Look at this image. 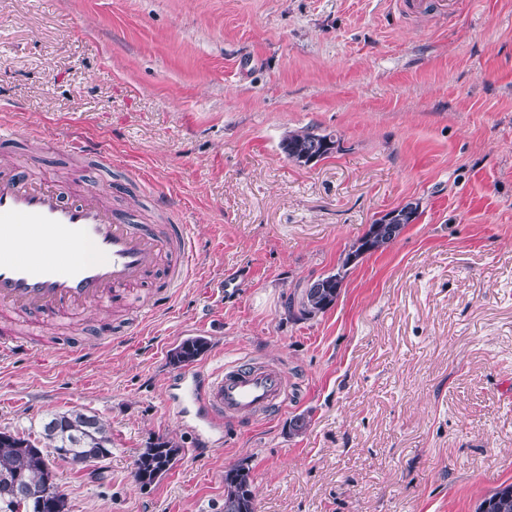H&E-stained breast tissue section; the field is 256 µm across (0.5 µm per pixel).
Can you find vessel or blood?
<instances>
[{
	"mask_svg": "<svg viewBox=\"0 0 512 512\" xmlns=\"http://www.w3.org/2000/svg\"><path fill=\"white\" fill-rule=\"evenodd\" d=\"M401 11L435 9L453 19L460 0H395ZM68 154L100 167L112 155L70 141ZM161 221L149 223L134 206L117 207L88 194L74 195L50 177L35 178L28 167L10 161L0 172V320L34 315L43 323L77 317L91 309L121 308L138 287L152 288L143 313L169 309L191 277L194 240L172 204L160 209ZM47 245L31 261L16 249L19 231ZM288 377L284 370L244 360L218 367L194 364L171 375L166 406L177 419H190L194 454H208L211 432L230 419H251L284 407Z\"/></svg>",
	"mask_w": 512,
	"mask_h": 512,
	"instance_id": "obj_1",
	"label": "vessel or blood"
}]
</instances>
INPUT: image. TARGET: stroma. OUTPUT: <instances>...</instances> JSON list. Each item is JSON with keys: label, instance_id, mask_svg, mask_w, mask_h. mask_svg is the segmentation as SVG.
<instances>
[{"label": "stroma", "instance_id": "35a3bbf8", "mask_svg": "<svg viewBox=\"0 0 512 512\" xmlns=\"http://www.w3.org/2000/svg\"><path fill=\"white\" fill-rule=\"evenodd\" d=\"M0 120L17 132L0 156L145 210L161 185L195 241L170 313L131 339L94 310L0 360V431L37 437L75 410L112 438L96 465L53 459L65 512H224L238 465L258 512H476L512 483V0H465L449 26L393 0H0ZM306 128L339 147L299 166L279 142ZM70 131L114 169L71 170L55 148ZM408 202L418 219L332 308L288 313ZM198 335L211 366L289 379L285 408L225 425L204 456L164 402L170 351ZM78 345L93 355L75 369L59 350ZM159 438L182 454L141 486Z\"/></svg>", "mask_w": 512, "mask_h": 512}]
</instances>
